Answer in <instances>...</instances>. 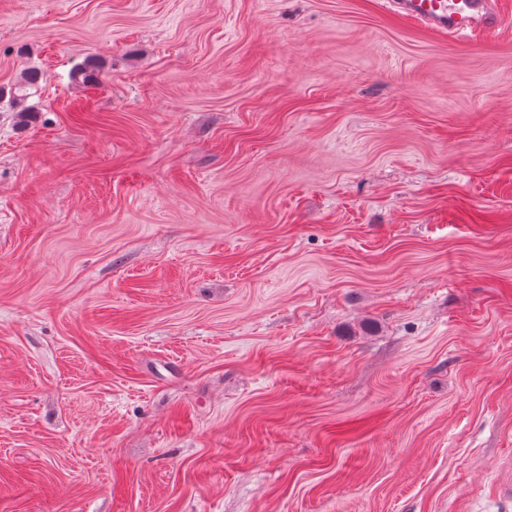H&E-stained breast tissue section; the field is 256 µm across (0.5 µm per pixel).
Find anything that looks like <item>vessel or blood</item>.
Wrapping results in <instances>:
<instances>
[{
  "label": "vessel or blood",
  "mask_w": 512,
  "mask_h": 512,
  "mask_svg": "<svg viewBox=\"0 0 512 512\" xmlns=\"http://www.w3.org/2000/svg\"><path fill=\"white\" fill-rule=\"evenodd\" d=\"M386 6L408 22L461 42L495 34L505 23L500 0H387Z\"/></svg>",
  "instance_id": "b4317fda"
}]
</instances>
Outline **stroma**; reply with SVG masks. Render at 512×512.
Returning <instances> with one entry per match:
<instances>
[{"mask_svg":"<svg viewBox=\"0 0 512 512\" xmlns=\"http://www.w3.org/2000/svg\"><path fill=\"white\" fill-rule=\"evenodd\" d=\"M502 2L0 0V512H512ZM501 0H389L386 7L408 22L461 42L502 29ZM41 78V73L37 70L26 71L23 76H21L20 80L10 88V103L17 106L18 104L25 102L30 95L29 90L37 87Z\"/></svg>","mask_w":512,"mask_h":512,"instance_id":"35a3bbf8","label":"stroma"}]
</instances>
